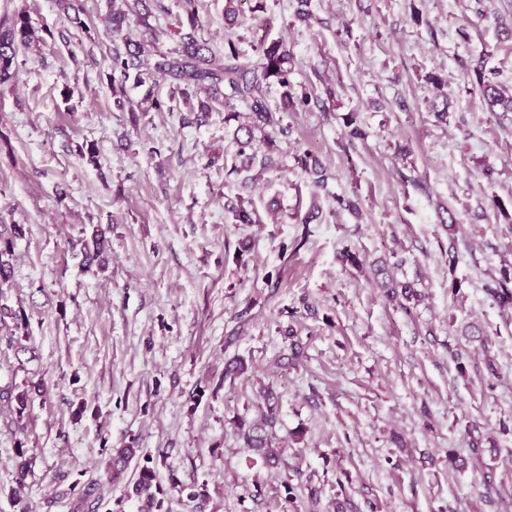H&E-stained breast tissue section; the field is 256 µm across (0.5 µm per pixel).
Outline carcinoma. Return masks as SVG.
Listing matches in <instances>:
<instances>
[{
    "label": "carcinoma",
    "instance_id": "1",
    "mask_svg": "<svg viewBox=\"0 0 512 512\" xmlns=\"http://www.w3.org/2000/svg\"><path fill=\"white\" fill-rule=\"evenodd\" d=\"M158 0H112L109 12L103 18L107 31L120 42L112 43L109 50L107 78L112 84L115 106L129 112L172 111L184 105L189 112H211L218 102L237 105V109L224 116V123L238 122L233 131L237 145L234 162L227 175H240L254 166L266 167L271 154L278 150L275 133L283 134V125L290 112L306 108L314 96V88L297 84L292 80L291 54L283 40L268 39L262 35L253 46L257 60L252 62L239 51L236 41L227 37L224 53L213 49L209 41L200 35L202 22L199 16V0H180L181 15L177 17L179 40L175 47L159 46L156 33L146 39L134 40L123 35V30L134 16L137 22L151 29L150 4ZM66 17L76 27L92 38L80 14L83 12L79 0H59ZM53 32L44 27H33L29 15L24 11L0 19V85L16 75L19 49L33 44L46 43ZM161 75L169 80L170 92L164 101L154 95L153 82ZM475 75L480 92L489 108L498 107L504 112L512 111V94L496 84L485 74L484 62L477 60ZM134 81L133 87L145 88L142 97L133 99L127 92L126 83ZM426 80L437 90L435 96L426 101L427 109L436 118L446 117L448 97L443 93L446 80L439 73H430ZM277 88L281 104L273 109L268 97L271 88ZM205 97H199V94ZM225 212L234 224H256L259 222L256 208L251 201L240 197L225 205ZM23 235L17 224L0 230V285L10 276V259L14 254L15 240ZM106 248L99 232L83 246L85 261L91 263ZM488 291L503 304H512V276L503 273ZM266 412L261 420L253 423L241 421L246 448L260 458L264 465L276 468L281 461V452L272 446L270 429L278 420V395L271 389L263 391ZM154 458L139 456V449L132 446L113 449L112 458L106 468L108 484H118L129 466L137 472L136 480L123 487V494L115 500L116 508L108 512H125L124 502L134 498L141 503L140 512H171L168 494H178V502L190 512H206L210 503L208 484H184L175 475H170L169 488L163 489L157 481ZM102 483L93 480L76 492L73 512H98L102 504Z\"/></svg>",
    "mask_w": 512,
    "mask_h": 512
}]
</instances>
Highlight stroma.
Returning a JSON list of instances; mask_svg holds the SVG:
<instances>
[{
  "mask_svg": "<svg viewBox=\"0 0 512 512\" xmlns=\"http://www.w3.org/2000/svg\"><path fill=\"white\" fill-rule=\"evenodd\" d=\"M21 8L54 37L20 49L0 87V221L25 231L0 289V389L44 392L21 416L0 400V512H73L70 486L104 479L126 445L164 452L161 485L208 482L215 512H334L344 499L512 512V307L488 291L512 269V112L490 111L472 81L481 58L512 89L500 33L512 0H311L306 23L296 0H244L239 50L252 55L270 21L294 80L321 97L289 113L252 183L224 172L236 145L223 113L117 109L111 39L85 41L55 0H0V17ZM431 72L448 82L441 122L424 103ZM350 112L364 138L347 136ZM305 151L324 185L298 168ZM240 197L261 223L228 222ZM313 204L318 220L300 223ZM97 228L102 269L83 264ZM377 265L419 299L388 300ZM235 356L249 370L230 379ZM268 384L277 469L250 461L237 425L260 419Z\"/></svg>",
  "mask_w": 512,
  "mask_h": 512,
  "instance_id": "obj_1",
  "label": "stroma"
}]
</instances>
